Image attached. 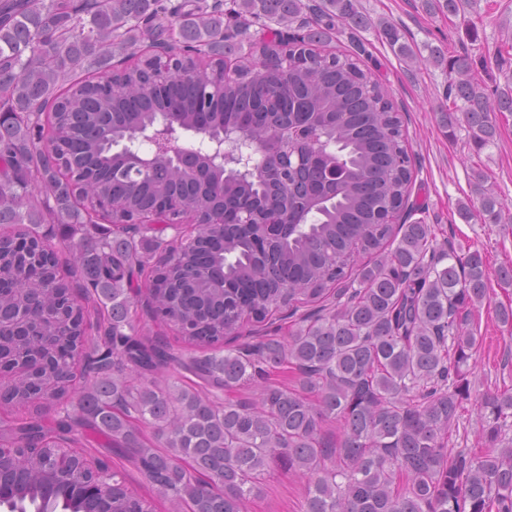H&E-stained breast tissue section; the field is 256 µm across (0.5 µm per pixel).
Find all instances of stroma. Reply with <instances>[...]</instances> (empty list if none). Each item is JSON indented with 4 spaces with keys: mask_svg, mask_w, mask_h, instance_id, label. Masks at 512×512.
<instances>
[{
    "mask_svg": "<svg viewBox=\"0 0 512 512\" xmlns=\"http://www.w3.org/2000/svg\"><path fill=\"white\" fill-rule=\"evenodd\" d=\"M358 8L372 18V26L360 30L354 43L348 34L337 35L329 48L350 52L355 43H362L365 67L385 85L405 114L406 137L416 158L409 198L411 221L432 225L438 244L480 250L490 270L512 266V224L466 222L457 214L459 203L476 199L470 180L477 168L512 207V114H497L494 145L473 154L465 130L451 135L443 126L448 74L430 58L434 47L448 55L472 53L476 57L474 78L486 91H493L502 84L503 71H512V55L498 64L491 61L512 25V0H466L464 12L458 16L426 8L423 0H358ZM385 21L399 27L414 50L413 57L404 59L393 52L381 28ZM489 295V301L476 306L471 316L481 344L472 363V394L476 397L496 393L503 378L512 376V327L502 325L495 314L496 306H512V286L490 279ZM131 318L138 333L161 338L174 353L199 355V348L186 343L175 328L155 319L146 299H139ZM304 497V479L277 467L267 475L264 493L248 501L243 512H303Z\"/></svg>",
    "mask_w": 512,
    "mask_h": 512,
    "instance_id": "35a3bbf8",
    "label": "stroma"
}]
</instances>
